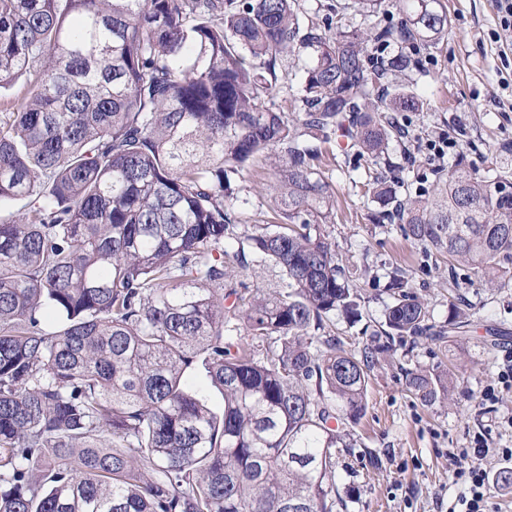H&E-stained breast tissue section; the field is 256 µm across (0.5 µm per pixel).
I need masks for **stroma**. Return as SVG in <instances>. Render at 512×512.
I'll return each instance as SVG.
<instances>
[{
	"instance_id": "35a3bbf8",
	"label": "stroma",
	"mask_w": 512,
	"mask_h": 512,
	"mask_svg": "<svg viewBox=\"0 0 512 512\" xmlns=\"http://www.w3.org/2000/svg\"><path fill=\"white\" fill-rule=\"evenodd\" d=\"M450 31L423 48L422 74L414 90L423 107L408 115L409 135L393 143L390 162L404 167L407 183L427 187L439 180L450 157L464 154L467 168L484 171L506 162L512 181V28L503 29L495 0H439ZM447 136L446 158L435 157L429 141ZM335 219L330 239L344 263L362 268L367 301L359 322H339L345 348L374 347L383 322L389 273L406 270L411 290L424 302L433 324L448 320V270L442 258L405 238L399 225L374 223L377 204L344 175L354 154L333 147ZM274 179L257 161L241 181L238 208L243 224L258 221L270 204ZM459 293L470 313L465 335L454 343L405 338L377 355L370 372L365 415L346 430L355 440L336 451V512H448L461 490L455 469L475 434L493 452L483 459L490 474L505 463L497 449L512 448V390L495 408L480 410L476 398L497 381L503 354L512 351V287L489 288L458 270ZM452 368L450 401L424 406L405 388V372L437 365Z\"/></svg>"
}]
</instances>
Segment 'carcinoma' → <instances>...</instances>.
<instances>
[{"label": "carcinoma", "instance_id": "1", "mask_svg": "<svg viewBox=\"0 0 512 512\" xmlns=\"http://www.w3.org/2000/svg\"><path fill=\"white\" fill-rule=\"evenodd\" d=\"M414 2L396 26L359 0L363 22L329 35L299 0H0V89L24 81L0 123V202H25L0 213V512H336L373 352L328 331L362 293L314 161L338 137L377 167L397 114L420 111L408 72L448 15ZM288 62L304 72L294 118L271 104L293 90ZM257 158L274 159L281 222L241 234ZM403 185L366 179L376 220L446 258L448 287L459 265L490 287L512 272L505 176L456 159L430 190L403 201ZM252 265L283 287L233 280ZM388 291L379 351L453 343L468 322L458 297L435 329L403 272ZM405 386L431 405L453 377L410 370Z\"/></svg>", "mask_w": 512, "mask_h": 512}]
</instances>
